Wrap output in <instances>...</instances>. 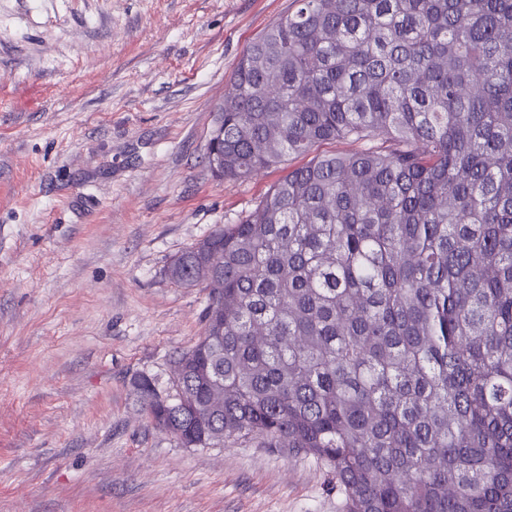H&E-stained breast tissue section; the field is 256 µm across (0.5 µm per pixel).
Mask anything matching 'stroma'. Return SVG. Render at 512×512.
Here are the masks:
<instances>
[{
	"label": "stroma",
	"mask_w": 512,
	"mask_h": 512,
	"mask_svg": "<svg viewBox=\"0 0 512 512\" xmlns=\"http://www.w3.org/2000/svg\"><path fill=\"white\" fill-rule=\"evenodd\" d=\"M293 0H0V512H341L322 463L187 448L141 409L203 331L174 255L285 174L206 145L243 50Z\"/></svg>",
	"instance_id": "obj_1"
}]
</instances>
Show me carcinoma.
Wrapping results in <instances>:
<instances>
[{
    "instance_id": "obj_1",
    "label": "carcinoma",
    "mask_w": 512,
    "mask_h": 512,
    "mask_svg": "<svg viewBox=\"0 0 512 512\" xmlns=\"http://www.w3.org/2000/svg\"><path fill=\"white\" fill-rule=\"evenodd\" d=\"M294 2L230 76L222 178L366 148L173 258L204 332L140 402L313 456L343 512H512V0Z\"/></svg>"
}]
</instances>
